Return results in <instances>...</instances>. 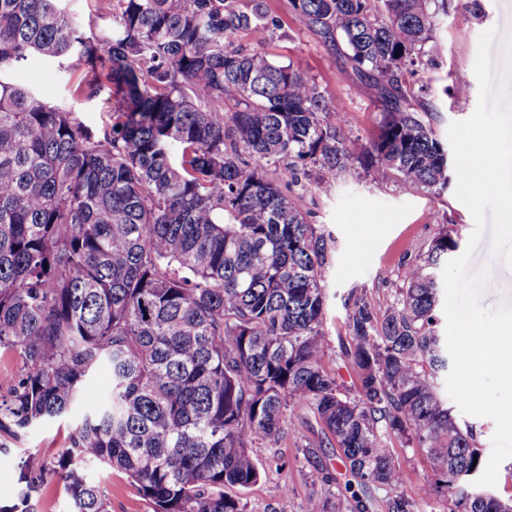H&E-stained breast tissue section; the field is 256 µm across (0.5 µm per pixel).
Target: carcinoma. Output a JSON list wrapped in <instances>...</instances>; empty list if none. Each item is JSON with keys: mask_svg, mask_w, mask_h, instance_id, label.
Returning a JSON list of instances; mask_svg holds the SVG:
<instances>
[{"mask_svg": "<svg viewBox=\"0 0 512 512\" xmlns=\"http://www.w3.org/2000/svg\"><path fill=\"white\" fill-rule=\"evenodd\" d=\"M113 2L112 28L99 30L68 0H0V352L23 363L0 383V431L17 437L95 402L94 374L112 371L110 402L53 465L24 461L26 490L0 512H37L32 493L54 477L72 512H110L75 458L125 472L153 512H245L225 489L259 480L252 448L301 409L356 486L391 492L384 512H415L391 435L425 451L420 493L448 512H512L466 488L484 470L476 436L434 384L448 368L436 269L458 248L452 231L383 315L364 303L349 314L350 397L322 365L329 244L304 198L283 191L313 169L328 189L355 162L448 186V149L404 90L425 68L438 0H290L297 26L343 44L376 91L377 133L355 150L339 104L300 66L233 45L278 29L265 0ZM34 58L82 71L80 98L108 92L111 126L94 132L9 80ZM304 458L324 494L303 512H368L354 485Z\"/></svg>", "mask_w": 512, "mask_h": 512, "instance_id": "1", "label": "carcinoma"}]
</instances>
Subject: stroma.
I'll return each mask as SVG.
<instances>
[{
	"instance_id": "35a3bbf8",
	"label": "stroma",
	"mask_w": 512,
	"mask_h": 512,
	"mask_svg": "<svg viewBox=\"0 0 512 512\" xmlns=\"http://www.w3.org/2000/svg\"><path fill=\"white\" fill-rule=\"evenodd\" d=\"M270 14L280 22L277 30L253 29L237 36L236 42L265 51L277 62H296L309 77L337 99L343 109V133L348 140H368L377 131L379 104L374 89L360 81L344 57V48H330L313 32L299 28L288 0H266ZM497 34L492 46L496 76L505 70L503 45L512 36V0H451L432 38L425 46L431 64L423 79H408L407 95L413 106L433 105L427 120L440 141H447L451 122L465 120L451 95L459 84L478 101L479 86L474 74L479 38L489 29ZM15 82L33 88L51 104H65L93 130L109 123L105 98L84 100L72 96L70 86L79 74H65L52 61H31L16 68ZM303 193L309 223L324 233L330 248L325 274L326 309L321 326L328 344L324 366L342 391L355 395L358 375L344 353L349 343L348 315L356 303H366L382 313L396 300L405 284L410 266L426 257L432 240L442 226L453 230L459 248H466L474 230L468 208L455 196L454 188L431 191L406 188L396 172L376 179L354 166L337 177L330 190L317 186L315 179L297 187ZM474 266L490 265L491 276L482 304L493 308L512 303V270L493 260L489 238H482L474 255ZM75 416L45 421L26 434L13 438L0 433V505L18 503L25 485L20 480L24 460L52 463L68 448ZM321 426L307 411L285 418L278 440L255 447L253 454L261 473L249 487L234 489L246 505V512H302L306 498L316 493L303 451L315 449L339 483L349 474L335 449L319 447ZM388 445L396 466L402 471L401 492L411 495L430 476L421 449L392 437ZM80 471L104 490L111 512H152L151 505L136 491L128 476L104 468L94 460L79 461ZM287 485V497H279V485Z\"/></svg>"
}]
</instances>
